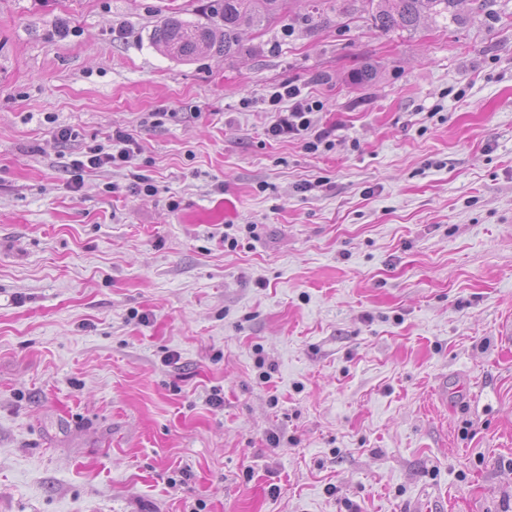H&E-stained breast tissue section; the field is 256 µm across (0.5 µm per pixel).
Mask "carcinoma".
I'll use <instances>...</instances> for the list:
<instances>
[{
    "label": "carcinoma",
    "mask_w": 512,
    "mask_h": 512,
    "mask_svg": "<svg viewBox=\"0 0 512 512\" xmlns=\"http://www.w3.org/2000/svg\"><path fill=\"white\" fill-rule=\"evenodd\" d=\"M217 13L224 22V37L214 42L209 26L189 25L176 16L165 17L156 26L153 40L179 61H191L198 52L216 48L224 59L237 56L242 50L241 34L245 30H262L280 17L286 0H221ZM461 0H368L373 25L387 33L412 30L425 17L455 19Z\"/></svg>",
    "instance_id": "carcinoma-1"
}]
</instances>
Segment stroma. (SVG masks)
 Returning a JSON list of instances; mask_svg holds the SVG:
<instances>
[{"instance_id":"obj_1","label":"stroma","mask_w":512,"mask_h":512,"mask_svg":"<svg viewBox=\"0 0 512 512\" xmlns=\"http://www.w3.org/2000/svg\"><path fill=\"white\" fill-rule=\"evenodd\" d=\"M218 6L0 0V512H512V0L152 43ZM375 1H377L375 3ZM462 0H368L373 25L387 33L415 29L425 17L454 20ZM153 40L162 44L167 53L179 61H191L202 47L215 46L210 26L189 25L176 16H166L156 26ZM300 97L301 91L296 86H285L283 92L275 91L270 96L268 112H272L273 122L268 127V134L281 140L300 138L304 141V148L311 152L319 151L320 147L330 150L329 132L316 130L311 118L314 112H322L324 104ZM285 101H288V106H284ZM111 148L105 151L102 147L91 149L86 160H78L74 164L73 182L75 187H79L83 182V172L86 169L97 168L104 163H130L133 157L134 145L132 138L124 131L116 130L112 133Z\"/></svg>"}]
</instances>
